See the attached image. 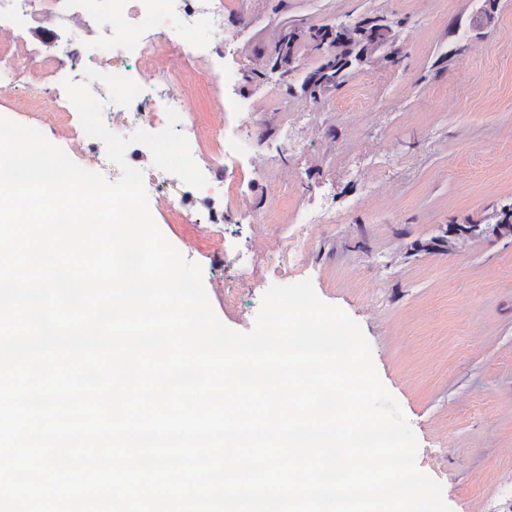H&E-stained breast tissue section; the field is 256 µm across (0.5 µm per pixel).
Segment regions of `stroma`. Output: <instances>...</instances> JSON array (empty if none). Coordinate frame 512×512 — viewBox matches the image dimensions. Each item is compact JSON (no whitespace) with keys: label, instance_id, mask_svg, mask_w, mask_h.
I'll list each match as a JSON object with an SVG mask.
<instances>
[{"label":"stroma","instance_id":"obj_1","mask_svg":"<svg viewBox=\"0 0 512 512\" xmlns=\"http://www.w3.org/2000/svg\"><path fill=\"white\" fill-rule=\"evenodd\" d=\"M373 18L394 43L311 98L313 32ZM224 24L225 80L183 75L202 156L239 123L219 116L224 95L254 102L268 133L224 164V223L208 226L205 196L172 208L152 191L156 223L234 330L271 285L311 279L360 324L452 512H512V236L488 230L512 209V0H224ZM293 28L296 56L278 64ZM0 116L76 157L79 119L47 117L24 81L0 78ZM323 207L335 223H306ZM453 224L484 231L452 238Z\"/></svg>","mask_w":512,"mask_h":512}]
</instances>
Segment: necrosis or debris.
Listing matches in <instances>:
<instances>
[{
	"mask_svg": "<svg viewBox=\"0 0 512 512\" xmlns=\"http://www.w3.org/2000/svg\"><path fill=\"white\" fill-rule=\"evenodd\" d=\"M155 0H0V74H9L20 62H29L26 73L31 88L47 85L59 72L74 83L85 81V69L125 75L142 88L130 106L107 104L108 129L137 125L155 133L166 123L167 109H174L179 131L192 135L189 104L172 82L173 69H193L207 56L205 44L183 49L181 39L197 26L215 30L224 27V0H168L174 26L158 39L146 31L155 21ZM43 16L51 28L42 30L38 41L25 38L14 28L15 19ZM69 38L52 54L40 43L56 30Z\"/></svg>",
	"mask_w": 512,
	"mask_h": 512,
	"instance_id": "obj_1",
	"label": "necrosis or debris"
}]
</instances>
